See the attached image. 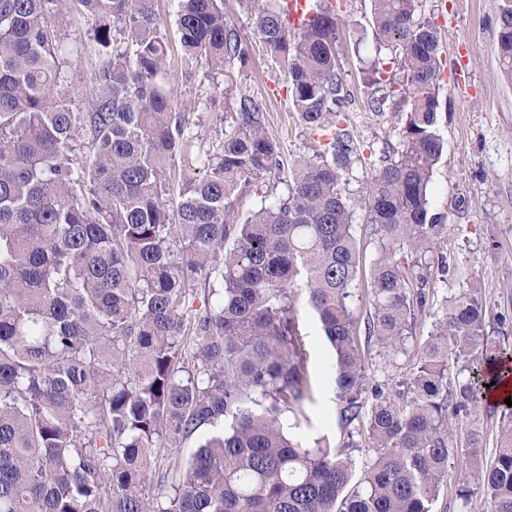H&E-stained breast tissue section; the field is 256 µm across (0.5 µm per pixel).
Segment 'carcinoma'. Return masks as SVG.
Masks as SVG:
<instances>
[{
	"label": "carcinoma",
	"mask_w": 512,
	"mask_h": 512,
	"mask_svg": "<svg viewBox=\"0 0 512 512\" xmlns=\"http://www.w3.org/2000/svg\"><path fill=\"white\" fill-rule=\"evenodd\" d=\"M156 2L0 0V512H432L458 452L452 423L512 378V351L463 291L445 300L411 374L393 391L373 382L355 331V220L360 203L379 241L366 331L385 372L410 352L427 303L424 274L407 273L399 252L418 265L446 228L430 195L443 152L437 25L421 0H373L363 80L374 111L397 99L402 127L358 201L329 0L297 25L288 0H240L309 139L292 167L251 96L229 126L201 132L166 82ZM175 2L185 61L248 64L224 0ZM66 15L91 22L85 110L62 52ZM498 50L512 81V0ZM247 197L255 207L241 214ZM200 281L210 295L195 309ZM301 297L335 353L339 448L305 445L282 423L312 393ZM503 409L491 461L475 434L463 453L490 512H512ZM363 433L357 479L345 449ZM193 436L150 492L160 452Z\"/></svg>",
	"instance_id": "1"
}]
</instances>
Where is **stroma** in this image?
<instances>
[{"instance_id":"35a3bbf8","label":"stroma","mask_w":512,"mask_h":512,"mask_svg":"<svg viewBox=\"0 0 512 512\" xmlns=\"http://www.w3.org/2000/svg\"><path fill=\"white\" fill-rule=\"evenodd\" d=\"M339 15L337 47L342 74L355 96L345 118L361 147L350 188L354 196L380 166L385 141H397L399 120L392 107L375 112L369 91L361 81L364 56L374 51L371 0H331ZM504 0H423L426 15L441 30L440 56L444 71L440 91L438 128L444 151L437 164L431 196L435 212L447 226L426 269L427 304L416 316L415 344H423L439 315L444 296L460 291L484 302L490 321L501 334L512 337V83L500 77L498 18ZM162 31L172 47L168 73L188 111L207 115L218 124L240 95L265 102L267 132L278 140L286 160L306 155L305 136L288 100L286 78L268 53L250 18L237 0H224V13L251 47L250 62L240 67L230 61L215 76L207 62L186 67L177 45L174 7L160 0ZM213 75V74H212ZM301 330L308 352L312 398L304 406L306 418L298 433L305 442L323 437L337 444L343 439L340 401L333 381L334 353L320 324L309 310L301 312ZM501 411L479 406L471 417L456 421L458 443L478 433L485 453L495 449ZM468 467L449 465L434 512H488L481 491L469 500L458 497Z\"/></svg>"}]
</instances>
